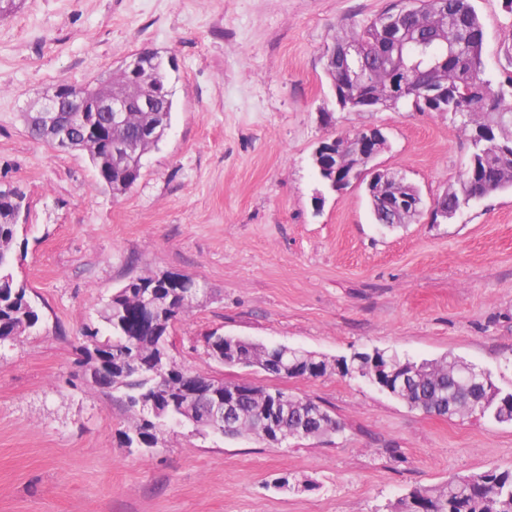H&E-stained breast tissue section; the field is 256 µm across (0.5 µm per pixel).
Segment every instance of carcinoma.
Wrapping results in <instances>:
<instances>
[{"label":"carcinoma","instance_id":"obj_1","mask_svg":"<svg viewBox=\"0 0 512 512\" xmlns=\"http://www.w3.org/2000/svg\"><path fill=\"white\" fill-rule=\"evenodd\" d=\"M408 12L417 23H409L401 40L385 37L386 21L396 13ZM431 44L438 57L447 60L431 71L430 79L448 91V107L412 89L400 97L411 112H448L460 117L462 128L469 134L471 152L460 188L448 191L443 203L448 210L459 212L474 197L512 189V47L505 50L507 65L500 78H489L484 69L483 51L486 41L484 24L473 0H396L389 11L360 25L343 27L327 53L346 43L359 46L366 60L360 78L370 104L388 107L389 84L400 77L413 85L408 66L413 61L418 41ZM158 120V113L130 112L124 124L112 128V136L99 130L108 121L105 112L85 113L89 136L82 149L113 193L130 189L140 177V171L126 158H116L110 150V140H130L138 129ZM16 201L0 197V346L29 336L41 324V314L32 300L27 285L14 275L12 246L20 224L14 217ZM154 289L165 319L170 321L190 311L193 303L177 294V289L158 275L137 278L114 293L101 314L105 331L90 329L84 333L80 346L84 369L91 386L103 392L125 391L133 417L124 436L138 427L149 409L137 396L145 391L160 400L167 418L186 416L196 419L206 413L205 405H188L179 400L178 390L183 377L150 364L156 352L153 333L136 328L135 310L140 291ZM428 371L414 379L398 398L412 408L428 414L446 415L448 403L464 406V389L448 376L444 361L425 364ZM282 391L254 385L238 404L230 435L251 434L264 440L260 415L267 404L276 402ZM486 403L483 415L499 423H512V393H501L495 385L480 394ZM280 422L288 431L311 427L323 434L339 427L338 421L321 406L303 400L289 402L280 410ZM383 512H512V469H490L448 479L438 488H416Z\"/></svg>","mask_w":512,"mask_h":512}]
</instances>
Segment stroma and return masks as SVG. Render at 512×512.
<instances>
[{
  "mask_svg": "<svg viewBox=\"0 0 512 512\" xmlns=\"http://www.w3.org/2000/svg\"><path fill=\"white\" fill-rule=\"evenodd\" d=\"M489 77L512 14L473 0ZM390 0H20L0 17V185L26 209L14 273L44 320L0 346V512H378L452 474L512 469V425L409 408L362 379H281L227 367L206 336L301 347L327 359L362 347L414 360L452 355L512 391V191L434 223L428 201L458 186L471 147L445 112H343L325 73L338 27ZM149 47L174 57L168 136L138 181L113 194L83 151L31 140L22 119L56 83H87ZM381 127L377 164L426 206L376 224L363 186L329 190L319 143ZM165 271L203 287L171 353L192 371L308 397L342 425L269 447L184 425L127 447L118 394L85 382L78 345L130 279ZM288 477L294 490L275 489Z\"/></svg>",
  "mask_w": 512,
  "mask_h": 512,
  "instance_id": "obj_1",
  "label": "stroma"
}]
</instances>
